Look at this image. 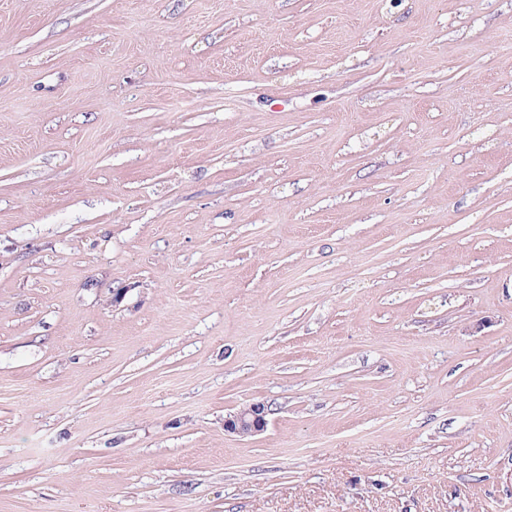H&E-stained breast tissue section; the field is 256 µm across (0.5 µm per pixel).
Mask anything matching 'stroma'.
Segmentation results:
<instances>
[{"label": "stroma", "instance_id": "35a3bbf8", "mask_svg": "<svg viewBox=\"0 0 512 512\" xmlns=\"http://www.w3.org/2000/svg\"><path fill=\"white\" fill-rule=\"evenodd\" d=\"M0 512H512V0H0ZM267 415L265 404L251 403L224 419V430L243 438L255 436L267 428Z\"/></svg>", "mask_w": 512, "mask_h": 512}]
</instances>
